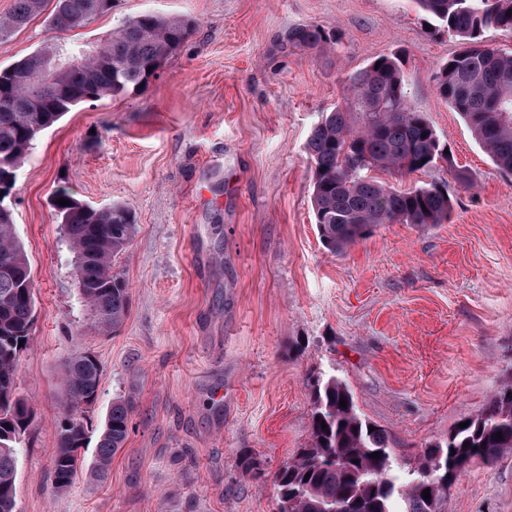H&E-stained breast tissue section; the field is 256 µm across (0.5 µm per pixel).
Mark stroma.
I'll return each mask as SVG.
<instances>
[{"label": "stroma", "mask_w": 512, "mask_h": 512, "mask_svg": "<svg viewBox=\"0 0 512 512\" xmlns=\"http://www.w3.org/2000/svg\"><path fill=\"white\" fill-rule=\"evenodd\" d=\"M59 33L45 0L0 36V67L55 42L109 37L151 11L193 32L147 87L78 105L42 131L6 203L31 265L32 342L17 386L33 411L20 443L15 512H276L277 471L310 442L307 380L333 375L397 457L417 462L512 383V172L497 168L432 78L458 48L412 0H115ZM338 33L321 52L294 27ZM405 51L412 106L452 155L402 179L447 183L442 224H382L343 252L322 245L305 146L341 104L351 72ZM471 178L460 184L456 171ZM126 207L137 233L114 270L130 305L116 331L91 326L76 256L51 205ZM89 352L98 396L81 416L82 466L52 482L66 360ZM129 436L105 477L91 469L114 400ZM260 463L242 470L241 455ZM444 512H512V451L473 463Z\"/></svg>", "instance_id": "stroma-1"}]
</instances>
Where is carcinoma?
Instances as JSON below:
<instances>
[{"label":"carcinoma","mask_w":512,"mask_h":512,"mask_svg":"<svg viewBox=\"0 0 512 512\" xmlns=\"http://www.w3.org/2000/svg\"><path fill=\"white\" fill-rule=\"evenodd\" d=\"M436 34L459 42V50L433 76L437 95L464 119L499 168L512 171V52L483 40L484 31L512 32V0H413ZM42 0H16L0 21V35L27 24ZM112 0H56L51 25L60 32L85 28L109 12ZM187 19L146 12L126 20L112 36L86 48L43 47L0 68V512H15L18 445L32 415L18 395L16 373L31 342L35 318L27 255L4 204L16 171L37 135L72 108L139 89L157 76L165 60L187 39ZM288 43L323 50L330 35L319 25L288 31ZM406 54L379 56L349 76L342 105L313 127L306 152L313 170L311 204L322 244L336 252L368 237L380 224H443L452 210L448 188L424 182L397 190L369 176L383 169L403 176L428 172L447 144L424 113L410 104L404 79ZM69 201L61 206L58 200ZM52 206L77 254L80 293L92 311L93 328H117L127 313L129 291L112 273L137 231L133 214L112 204L93 208L67 190ZM100 363L89 352L64 364L65 412L53 459L55 487H68L85 439L78 411L95 402ZM314 420L310 443L282 467L275 484L288 512H442L448 483L477 460L493 463L512 450V383L502 386L485 409L456 427L443 443L429 445L417 465L395 468L390 438L357 412L347 385L334 376L309 381ZM347 400L346 407L339 406ZM130 410L112 402L93 468L105 476L112 456L129 435ZM502 438H497V434ZM456 454H451V451ZM378 452L373 459L370 454ZM430 489V500L423 498Z\"/></svg>","instance_id":"cac0c4a2"}]
</instances>
